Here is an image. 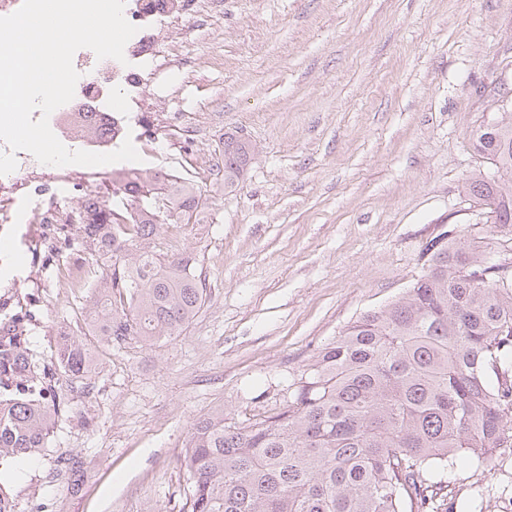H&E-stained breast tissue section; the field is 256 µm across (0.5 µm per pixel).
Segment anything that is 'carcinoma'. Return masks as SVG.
<instances>
[{
  "instance_id": "cac0c4a2",
  "label": "carcinoma",
  "mask_w": 512,
  "mask_h": 512,
  "mask_svg": "<svg viewBox=\"0 0 512 512\" xmlns=\"http://www.w3.org/2000/svg\"><path fill=\"white\" fill-rule=\"evenodd\" d=\"M479 158L506 179L480 172L466 184L495 202L494 242L470 229L446 232L425 248L422 271L404 295L353 322L314 356L279 412L237 421L216 409L194 423L184 452L183 512H454L438 495L462 466L477 468L512 442V112L470 137ZM251 147L224 138V185L233 186ZM125 177L127 202L93 209L76 251L110 264L88 280V324L106 342L151 346L179 335L206 303L198 259L156 253L169 216L153 197L193 214L190 182L167 185L137 168ZM152 192V197L143 191ZM468 254L467 273L457 270ZM88 348L58 337L51 366L32 361L28 333L0 341V459L31 458L48 444L62 384L78 388ZM81 458L57 457L77 480Z\"/></svg>"
}]
</instances>
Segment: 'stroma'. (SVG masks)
Returning a JSON list of instances; mask_svg holds the SVG:
<instances>
[{"instance_id":"35a3bbf8","label":"stroma","mask_w":512,"mask_h":512,"mask_svg":"<svg viewBox=\"0 0 512 512\" xmlns=\"http://www.w3.org/2000/svg\"><path fill=\"white\" fill-rule=\"evenodd\" d=\"M170 51L182 67L146 93L198 139L181 149L170 129L135 148L201 191L199 222L164 225L156 245L196 255L208 300L177 337L111 345L89 331L90 289L25 288L32 349L48 361L66 326L88 345L90 392L60 404L48 448L7 481L17 512H181L197 418L279 411L320 348L406 291L432 238L476 223L464 184L491 166L468 138L512 91V0H224ZM233 131L253 155L227 187L209 165ZM61 454L82 459L79 482L56 474ZM452 488L512 512V447Z\"/></svg>"}]
</instances>
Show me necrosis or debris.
<instances>
[{"instance_id":"4bbe7bcc","label":"necrosis or debris","mask_w":512,"mask_h":512,"mask_svg":"<svg viewBox=\"0 0 512 512\" xmlns=\"http://www.w3.org/2000/svg\"><path fill=\"white\" fill-rule=\"evenodd\" d=\"M218 0H126L124 15L137 33L124 49V61L97 59L87 48L79 49L73 65L80 78L76 84L74 103L79 109L68 112L56 109L49 124L56 137L70 150L109 153L128 135L130 125H137L141 141L155 143L151 112L166 111L164 100L146 101L143 89L157 66L160 48L168 41L176 25L198 19ZM120 92L136 116L116 112L113 92ZM151 112H144V104ZM17 167L0 176V238L18 242L26 263L18 265L10 254L0 255V315L12 319L24 306L19 290L36 281L41 287H85V266H56L47 276H40L43 258L58 253L61 239L58 231L86 215L96 202L92 188L104 167H55L39 163L30 153L17 152Z\"/></svg>"}]
</instances>
